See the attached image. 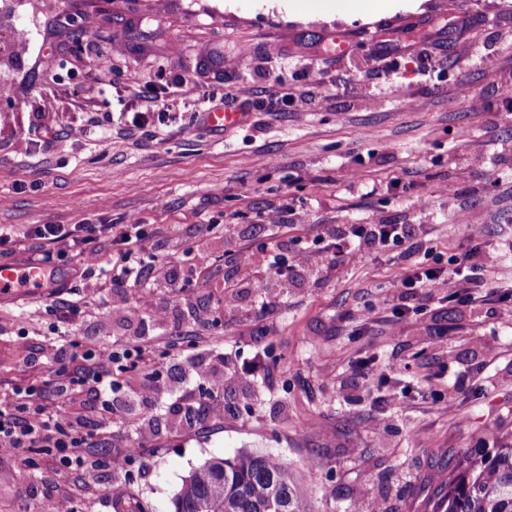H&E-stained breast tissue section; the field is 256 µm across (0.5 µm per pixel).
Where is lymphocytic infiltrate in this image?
I'll list each match as a JSON object with an SVG mask.
<instances>
[{"instance_id": "f902f5d3", "label": "lymphocytic infiltrate", "mask_w": 512, "mask_h": 512, "mask_svg": "<svg viewBox=\"0 0 512 512\" xmlns=\"http://www.w3.org/2000/svg\"><path fill=\"white\" fill-rule=\"evenodd\" d=\"M462 222L468 233L448 263L425 258L403 268L393 290L384 298L385 304L391 305L397 314L406 313L408 298H422L436 291L446 292L449 299L462 305L512 296V282H498L483 276L484 270L498 263L499 255L485 248L479 216L466 215ZM84 232L87 242L99 234L112 237L110 253H101L89 245L79 251L85 298L95 297L104 279L118 287L139 283L142 269L138 257L152 248L151 237L141 225L93 224L85 227ZM415 238V225L390 224L380 217L370 224L350 225L336 235L331 244L337 262L355 264ZM57 357L65 362L54 382L58 399L72 400L78 386L91 383L99 398L107 401L112 396L113 370H128V360L133 356L128 351L97 344L82 350L63 346ZM87 445L86 436L66 420L60 407L47 403L41 388L17 386L0 393L1 457L23 459L34 449L56 448L65 464L79 466L83 463L79 451Z\"/></svg>"}]
</instances>
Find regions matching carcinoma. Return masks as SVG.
Instances as JSON below:
<instances>
[{
	"mask_svg": "<svg viewBox=\"0 0 512 512\" xmlns=\"http://www.w3.org/2000/svg\"><path fill=\"white\" fill-rule=\"evenodd\" d=\"M434 512H512V440L472 448L435 472ZM315 483L272 454L213 458L183 480L173 512H312Z\"/></svg>",
	"mask_w": 512,
	"mask_h": 512,
	"instance_id": "1",
	"label": "carcinoma"
}]
</instances>
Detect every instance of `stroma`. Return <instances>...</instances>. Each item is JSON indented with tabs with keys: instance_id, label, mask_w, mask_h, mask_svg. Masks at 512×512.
<instances>
[{
	"instance_id": "35a3bbf8",
	"label": "stroma",
	"mask_w": 512,
	"mask_h": 512,
	"mask_svg": "<svg viewBox=\"0 0 512 512\" xmlns=\"http://www.w3.org/2000/svg\"><path fill=\"white\" fill-rule=\"evenodd\" d=\"M0 38L15 46L0 59V226L23 234L30 256L44 249L29 235L40 224L146 225L149 294L166 314L159 326L139 310L138 288L80 303L70 251L56 261L55 296L0 295V390L52 379V311L75 302V338L140 345L151 358L113 372L107 422L93 429L96 455L138 445L125 471L5 458L0 512H43L51 499L79 512H170L194 468L241 451L316 474L314 512H432L438 467L512 435V300L470 308L437 295L398 319L382 304L396 262L349 268L312 242L382 217L431 225L429 243L447 257L474 211L487 246H512V105L501 95L512 0H398L370 20L313 17L303 0H16ZM177 76L207 99L168 97L177 124L131 127L141 92ZM283 91L304 103L273 106ZM228 95L243 121L209 127ZM36 114L54 138L29 140ZM92 116L100 125L89 130ZM476 156L483 166L471 167ZM243 244L256 253L247 272L227 259ZM300 250L307 264L262 305L253 281ZM174 274L192 287H171ZM371 304L377 320L365 327ZM189 356L254 375L226 389L217 415ZM368 356L387 383L356 376ZM153 372L175 400L143 411L137 392ZM408 384L445 399L403 397Z\"/></svg>"
}]
</instances>
